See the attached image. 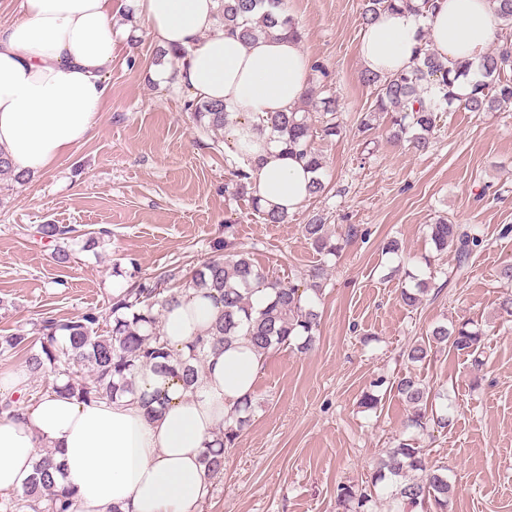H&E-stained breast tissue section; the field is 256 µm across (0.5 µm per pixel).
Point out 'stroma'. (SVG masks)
<instances>
[{
	"label": "stroma",
	"instance_id": "stroma-1",
	"mask_svg": "<svg viewBox=\"0 0 512 512\" xmlns=\"http://www.w3.org/2000/svg\"><path fill=\"white\" fill-rule=\"evenodd\" d=\"M362 0H286L303 33L302 51L321 63L339 103L342 132L316 140L326 190L268 224L248 198L225 187L232 155L197 126L174 79L159 81L157 45L142 21L127 17L105 75L100 126L45 174L22 184L0 176V335L34 333L40 318L59 321L92 310L100 331L112 325L113 289L167 267L192 270L216 256L227 235L258 267L299 285L310 271L329 275L316 301L321 325L314 348L270 353L254 388L249 425L224 452V475L201 512H344L340 486L364 487L404 439L409 408L376 379L416 375L451 423L420 444L432 465L448 468L455 491L448 512H512V317L499 313V272L512 262V110L442 112L432 146L415 152L388 139L386 119L368 134L357 125L374 99L359 80ZM322 213L341 249L317 253L303 226ZM475 227L485 241L467 268L453 253L438 273L427 224L437 217ZM68 224L76 233L67 263L36 233ZM364 236L348 237L349 227ZM108 234L96 246L84 235ZM402 250L385 252L388 240ZM426 279L416 309L402 289ZM474 321L487 331L484 364L440 349L423 363L403 353L438 324ZM375 391L380 402L361 399Z\"/></svg>",
	"mask_w": 512,
	"mask_h": 512
}]
</instances>
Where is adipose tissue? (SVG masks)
<instances>
[{
    "instance_id": "ef3b65f1",
    "label": "adipose tissue",
    "mask_w": 512,
    "mask_h": 512,
    "mask_svg": "<svg viewBox=\"0 0 512 512\" xmlns=\"http://www.w3.org/2000/svg\"><path fill=\"white\" fill-rule=\"evenodd\" d=\"M159 46L177 52V84L191 99L223 103L225 133L253 166L251 189L268 210L293 213L315 174L285 153L268 117L292 111L312 64L297 39L274 33L244 43L217 22V0H127ZM433 15L386 13L363 30L365 70L389 75L413 63L418 31L446 63L478 62L497 24L492 0H438ZM0 26V150L16 171L46 172L100 122L112 65V0H22ZM221 313L189 287L165 310L160 331L185 351ZM263 356L241 336L209 353L192 387L141 367L130 393L90 404L49 392L0 416V491L22 490L42 449L54 451L82 512H199L210 493L200 458L243 398Z\"/></svg>"
}]
</instances>
